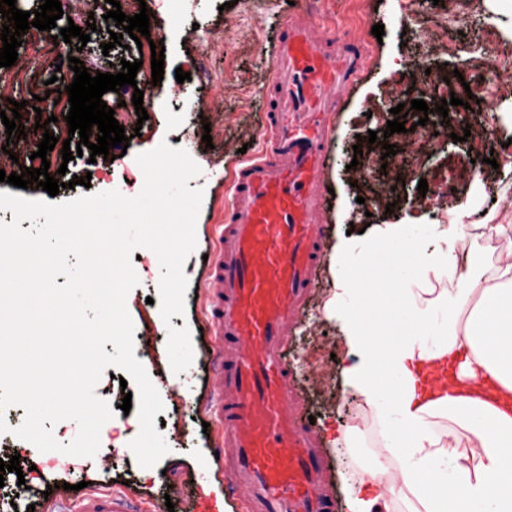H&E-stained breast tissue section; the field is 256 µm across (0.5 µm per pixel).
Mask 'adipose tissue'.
Segmentation results:
<instances>
[{
  "label": "adipose tissue",
  "instance_id": "adipose-tissue-1",
  "mask_svg": "<svg viewBox=\"0 0 512 512\" xmlns=\"http://www.w3.org/2000/svg\"><path fill=\"white\" fill-rule=\"evenodd\" d=\"M470 208L459 200L434 249L426 231L393 225L408 261L359 258L325 307L357 356L344 386L369 407L381 447L365 469L372 494L351 488L352 512L400 501L411 512H512V224L491 213L469 236Z\"/></svg>",
  "mask_w": 512,
  "mask_h": 512
}]
</instances>
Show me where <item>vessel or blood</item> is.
Here are the masks:
<instances>
[{
    "mask_svg": "<svg viewBox=\"0 0 512 512\" xmlns=\"http://www.w3.org/2000/svg\"><path fill=\"white\" fill-rule=\"evenodd\" d=\"M264 150L237 168L230 218L212 261L208 316L223 352L214 405L221 426L229 494L249 512H336L326 460L297 411L286 336L303 312L321 268L316 216L328 166V131L337 91L358 68L334 55L307 16L283 23L268 47ZM51 512H138L125 494L86 491Z\"/></svg>",
    "mask_w": 512,
    "mask_h": 512,
    "instance_id": "vessel-or-blood-1",
    "label": "vessel or blood"
}]
</instances>
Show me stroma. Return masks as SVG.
Masks as SVG:
<instances>
[{"label":"stroma","mask_w":512,"mask_h":512,"mask_svg":"<svg viewBox=\"0 0 512 512\" xmlns=\"http://www.w3.org/2000/svg\"><path fill=\"white\" fill-rule=\"evenodd\" d=\"M63 16L58 27L68 23L85 26L95 17L97 30L79 52L89 73L121 72L122 61L138 60L143 71L150 63L131 37H123L121 45L102 52L101 43L109 42L115 22L105 21L111 6L107 0H60ZM149 14L150 38L164 50V79L156 91L165 100L183 101L180 112L151 111L146 121H138L131 98L132 86L107 92L102 99L114 108V117L125 130L140 128V136L131 138L129 149L135 153L151 151L160 143L178 144L200 168L190 180L193 188H202L203 200L196 221L197 247L184 265L188 279L183 315L164 321L154 299L158 295L161 268L156 254L140 249L133 267L140 283L127 296L128 312L135 326L134 352L143 364L162 399L164 410L156 416L161 434L169 447L154 467H141L130 458L129 443L140 431L137 412H123L120 404L135 384L121 386L123 370L107 367L95 387L96 395L114 409L106 425L108 443L102 444L92 458L66 455L58 451L42 452L18 437H8L10 454L19 458L24 471L22 481L32 487L29 498L34 512H45L49 498L77 496L73 486L85 481L93 488L125 493L136 499L147 512H157L163 499H170L175 512H189L191 501L207 507L223 505L224 512H247L243 500L217 501L215 493L223 489L224 480L217 475L215 461L219 429L205 405L220 397L213 383L209 359L218 346L217 337L201 335L205 324L207 299V264L204 255L219 248L217 226L224 221L226 195L236 165L253 158L260 151L261 110L269 78L264 48L291 10L307 14L319 36L336 44L356 42L368 55L365 71L359 76L352 97L342 104L336 118L331 148L334 165L328 185L325 247L347 238L348 262H355L364 252L377 255L381 234L392 224L424 225L433 223L432 213L421 207L417 190L426 181L429 193L442 196L443 224L454 221L459 196L477 190V213L493 211L501 217H512V163L492 168L485 159L502 154L503 145L512 139V76L498 83L499 96L493 111L478 106L449 107L447 113L435 112L434 98H427L431 110L429 126L447 127L448 139L434 142L418 160L416 177L397 183L401 171L383 167L381 145H368V132H384L390 110L422 97L412 76L403 74L402 64L408 57L424 51L428 45L444 44L448 50L430 55L427 65L435 78H449L456 98H465V88L476 85L483 63L480 47L512 50V0H472L470 22L461 27L445 21L448 6L433 0H238L226 5L225 0H145ZM410 11L420 16L418 25L403 27L400 16ZM384 27L383 37H375L373 25ZM17 49L18 59L1 71L8 79L6 98H0V112L11 111L20 102L25 118L23 139L11 143V151H37L42 133L36 132L34 118H48L49 133L67 139L65 117L70 109L67 98L53 101L45 98V83L53 75V57L70 56V46L53 41L37 28L26 30ZM211 74L210 82L197 78L198 69ZM189 72L190 80L177 83L176 70ZM466 114L467 125L457 124V114ZM211 134V142H203V134ZM466 134L463 142H453L456 134ZM362 157H355V150ZM51 170L67 166L64 184L58 198L74 199L85 193L116 190L127 197L137 196L141 184L125 180V158L107 161L86 157L63 161L60 149L49 152ZM90 176V186H70L71 176ZM333 292L332 273L324 271L313 301L302 325L289 344L293 365L307 415L315 419L314 429L327 444L331 461L329 479L336 490L337 512H350L346 484H358L362 478L364 458L378 452L372 428H364L355 447L333 448L329 442L338 430L359 422L366 406L356 393L343 389L341 371L356 360L344 345L335 321L326 319L323 309ZM188 328L194 348V361L182 373H173L167 354L169 327ZM6 485L19 479L5 475ZM183 486V494L169 496L170 487Z\"/></svg>","instance_id":"35a3bbf8"}]
</instances>
